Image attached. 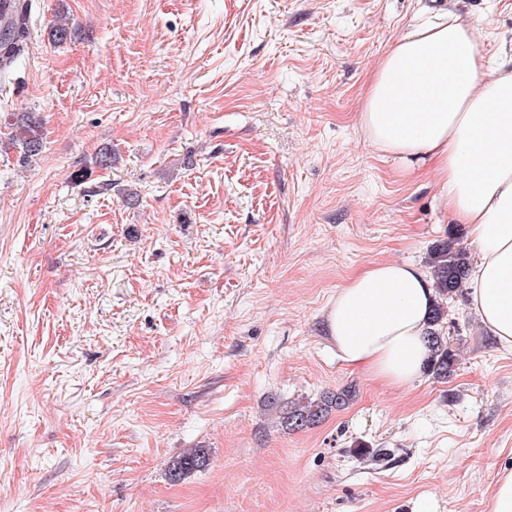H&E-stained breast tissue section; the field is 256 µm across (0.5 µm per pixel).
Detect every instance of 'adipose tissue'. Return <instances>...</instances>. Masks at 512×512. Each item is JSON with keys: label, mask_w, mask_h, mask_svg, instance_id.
<instances>
[{"label": "adipose tissue", "mask_w": 512, "mask_h": 512, "mask_svg": "<svg viewBox=\"0 0 512 512\" xmlns=\"http://www.w3.org/2000/svg\"><path fill=\"white\" fill-rule=\"evenodd\" d=\"M360 125L402 171L431 167L440 198L469 225V309L512 351V56L486 66L476 26L451 13L410 27L378 62ZM437 300L411 263L378 262L339 288L325 328L342 360L391 386L420 379Z\"/></svg>", "instance_id": "adipose-tissue-1"}]
</instances>
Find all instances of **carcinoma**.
<instances>
[{
    "instance_id": "cac0c4a2",
    "label": "carcinoma",
    "mask_w": 512,
    "mask_h": 512,
    "mask_svg": "<svg viewBox=\"0 0 512 512\" xmlns=\"http://www.w3.org/2000/svg\"><path fill=\"white\" fill-rule=\"evenodd\" d=\"M29 44L27 15L0 29V72L5 74L9 66L26 54ZM9 125V137L12 147L18 149L23 159L38 155L42 149L43 132L41 123L29 113L12 115ZM471 265L468 251L459 246L450 236L434 245L428 254V266L435 283L438 300L430 317L427 338L431 345V357L425 371L433 378L446 380L451 377L457 366V354L441 335L440 325L446 317L445 302L457 294ZM355 397L352 388H343L336 392H325L317 399L304 398L292 402L279 411L280 426L297 431L320 423L334 409H341ZM209 451L206 448H192L182 456L175 458L167 467L170 482L178 483L193 473L209 465Z\"/></svg>"
}]
</instances>
